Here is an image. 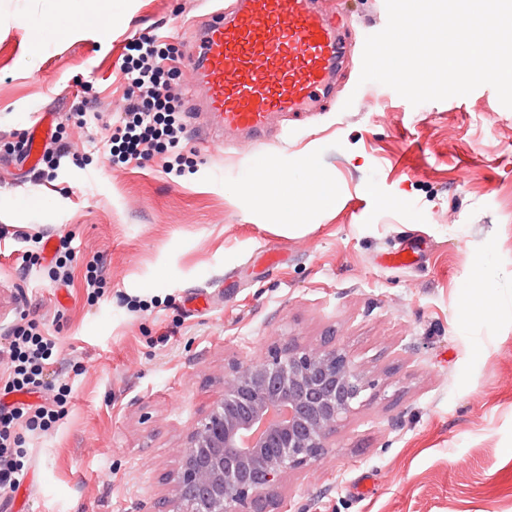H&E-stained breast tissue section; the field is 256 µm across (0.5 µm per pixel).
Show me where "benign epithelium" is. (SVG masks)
Masks as SVG:
<instances>
[{
	"instance_id": "7a95c632",
	"label": "benign epithelium",
	"mask_w": 512,
	"mask_h": 512,
	"mask_svg": "<svg viewBox=\"0 0 512 512\" xmlns=\"http://www.w3.org/2000/svg\"><path fill=\"white\" fill-rule=\"evenodd\" d=\"M372 386L339 345L229 360L223 394L186 432L163 512H264L288 472L321 461Z\"/></svg>"
}]
</instances>
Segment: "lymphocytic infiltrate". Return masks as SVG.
<instances>
[{
  "label": "lymphocytic infiltrate",
  "instance_id": "1",
  "mask_svg": "<svg viewBox=\"0 0 512 512\" xmlns=\"http://www.w3.org/2000/svg\"><path fill=\"white\" fill-rule=\"evenodd\" d=\"M175 51L156 36H141L127 47L121 70L127 80L126 104L112 123L107 140L109 161L142 163L155 154L175 151L182 163L186 146L184 100L181 89L171 82ZM56 348L35 322L16 325L0 356L9 365L0 374L5 393H36L50 384V365ZM72 388L60 385L56 394L38 405L0 404V494L17 489L27 474L28 450L25 433H44L65 415Z\"/></svg>",
  "mask_w": 512,
  "mask_h": 512
}]
</instances>
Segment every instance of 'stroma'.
<instances>
[{
  "mask_svg": "<svg viewBox=\"0 0 512 512\" xmlns=\"http://www.w3.org/2000/svg\"><path fill=\"white\" fill-rule=\"evenodd\" d=\"M228 3L112 0L103 40L40 37L31 21L52 0H0V337L22 312L45 324L74 389L55 431L26 434L30 469L0 512H154L186 429L223 393L225 360L289 341L340 344L374 386L267 512H512V109L488 85L414 106L360 83L384 0H335L346 55L305 131L262 156L244 138L230 154L189 142L178 175L161 154L110 165L109 129L74 115L82 97L119 109L131 39L181 47ZM45 110L79 156L54 171L10 150ZM303 154L336 200L282 229L240 188L264 158L287 177ZM35 235L70 241L69 286L28 265ZM490 240L503 302L460 322ZM97 254L106 288L91 301ZM216 280L222 292L196 305ZM133 298L146 308L129 311Z\"/></svg>",
  "mask_w": 512,
  "mask_h": 512,
  "instance_id": "stroma-1",
  "label": "stroma"
}]
</instances>
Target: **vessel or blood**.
<instances>
[{"instance_id":"obj_1","label":"vessel or blood","mask_w":512,"mask_h":512,"mask_svg":"<svg viewBox=\"0 0 512 512\" xmlns=\"http://www.w3.org/2000/svg\"><path fill=\"white\" fill-rule=\"evenodd\" d=\"M340 56L336 15L321 0H233L209 13L183 55L197 75L189 118L203 145L228 134L265 147L278 116L302 120Z\"/></svg>"}]
</instances>
